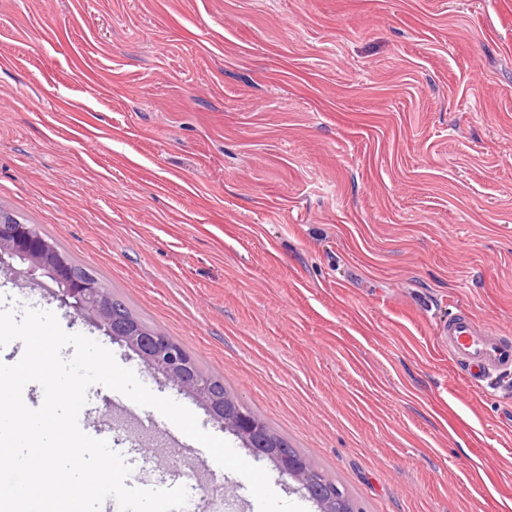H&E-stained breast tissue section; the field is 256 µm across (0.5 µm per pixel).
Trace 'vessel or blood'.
Wrapping results in <instances>:
<instances>
[{"mask_svg": "<svg viewBox=\"0 0 512 512\" xmlns=\"http://www.w3.org/2000/svg\"><path fill=\"white\" fill-rule=\"evenodd\" d=\"M439 335L449 356L461 366L468 386H481L494 374L512 370V338L480 323L467 310L449 317Z\"/></svg>", "mask_w": 512, "mask_h": 512, "instance_id": "obj_1", "label": "vessel or blood"}]
</instances>
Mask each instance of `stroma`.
<instances>
[{
    "label": "stroma",
    "mask_w": 512,
    "mask_h": 512,
    "mask_svg": "<svg viewBox=\"0 0 512 512\" xmlns=\"http://www.w3.org/2000/svg\"><path fill=\"white\" fill-rule=\"evenodd\" d=\"M0 207L57 240L365 512H512V372L478 388L437 332L512 336V0H0ZM53 312L264 468L55 296ZM134 477L259 512L228 471L88 388Z\"/></svg>",
    "instance_id": "stroma-1"
}]
</instances>
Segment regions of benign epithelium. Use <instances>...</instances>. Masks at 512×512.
<instances>
[{
	"label": "benign epithelium",
	"mask_w": 512,
	"mask_h": 512,
	"mask_svg": "<svg viewBox=\"0 0 512 512\" xmlns=\"http://www.w3.org/2000/svg\"><path fill=\"white\" fill-rule=\"evenodd\" d=\"M25 265L24 273L35 279L49 278L56 286L60 301L74 312L102 327L113 339L134 351L152 372L162 375L169 383L204 407L211 418L232 433L251 452L266 457L278 472L296 481L302 490L314 486L312 472L301 462L270 447L260 423L238 411L224 407V395L218 392L212 379L191 368L181 352L162 335H144L112 310L111 295L96 287L91 275L77 276L69 265L56 258L55 249L46 240L35 237L23 224L0 223V263L13 269L6 260Z\"/></svg>",
	"instance_id": "benign-epithelium-1"
}]
</instances>
